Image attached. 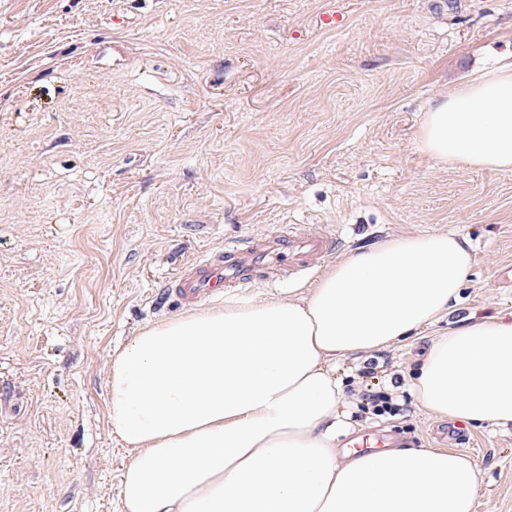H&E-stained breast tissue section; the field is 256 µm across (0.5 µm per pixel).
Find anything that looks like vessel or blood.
<instances>
[{
  "label": "vessel or blood",
  "instance_id": "b4317fda",
  "mask_svg": "<svg viewBox=\"0 0 512 512\" xmlns=\"http://www.w3.org/2000/svg\"><path fill=\"white\" fill-rule=\"evenodd\" d=\"M335 250L334 240L318 228L288 229L230 241L179 268L169 277L167 292L180 305L192 307L259 282L306 278Z\"/></svg>",
  "mask_w": 512,
  "mask_h": 512
}]
</instances>
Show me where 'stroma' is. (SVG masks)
I'll use <instances>...</instances> for the list:
<instances>
[{
  "label": "stroma",
  "instance_id": "stroma-1",
  "mask_svg": "<svg viewBox=\"0 0 512 512\" xmlns=\"http://www.w3.org/2000/svg\"><path fill=\"white\" fill-rule=\"evenodd\" d=\"M511 56L512 0H0V512H120L112 353L183 314L162 288L189 258L285 224L340 257L472 243L450 318L377 352L347 403L355 434L469 456L476 512H512V430L454 445L416 399L361 409L449 322L512 316V172L415 139L431 102ZM367 401V410L375 416L384 414H398L399 411H407V408H400L399 405L391 403V397L382 392L364 393Z\"/></svg>",
  "mask_w": 512,
  "mask_h": 512
}]
</instances>
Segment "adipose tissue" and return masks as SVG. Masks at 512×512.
Here are the masks:
<instances>
[{
	"label": "adipose tissue",
	"instance_id": "obj_1",
	"mask_svg": "<svg viewBox=\"0 0 512 512\" xmlns=\"http://www.w3.org/2000/svg\"><path fill=\"white\" fill-rule=\"evenodd\" d=\"M416 140L460 169L512 172V61L436 100ZM473 263L441 232L349 253L311 290L178 316L113 353L110 430L130 448L121 512H475L479 473L438 448L341 450L336 365L449 315ZM432 414L512 428V319L435 338L410 385Z\"/></svg>",
	"mask_w": 512,
	"mask_h": 512
}]
</instances>
